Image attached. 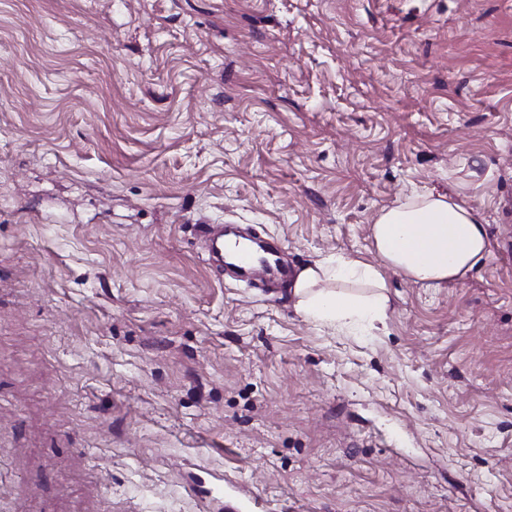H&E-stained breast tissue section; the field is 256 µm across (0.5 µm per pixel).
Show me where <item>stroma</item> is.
I'll return each instance as SVG.
<instances>
[{
	"label": "stroma",
	"instance_id": "stroma-1",
	"mask_svg": "<svg viewBox=\"0 0 512 512\" xmlns=\"http://www.w3.org/2000/svg\"><path fill=\"white\" fill-rule=\"evenodd\" d=\"M431 193L465 281L298 311ZM0 512H512V0H0ZM237 259L236 266L248 273H257L268 278H278L284 274L280 253L276 250L255 256L236 244L229 249ZM336 284L363 285L378 291L360 296L336 291ZM302 314L315 322L338 325L366 333L386 316L388 297L381 268L377 265L336 257L301 271L294 283Z\"/></svg>",
	"mask_w": 512,
	"mask_h": 512
}]
</instances>
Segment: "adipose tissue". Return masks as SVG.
Instances as JSON below:
<instances>
[{
    "label": "adipose tissue",
    "mask_w": 512,
    "mask_h": 512,
    "mask_svg": "<svg viewBox=\"0 0 512 512\" xmlns=\"http://www.w3.org/2000/svg\"><path fill=\"white\" fill-rule=\"evenodd\" d=\"M371 232L379 264L338 257L301 271L294 292L306 318L367 332L386 316L383 268L431 288L461 281L488 256L484 225L442 195L383 211Z\"/></svg>",
    "instance_id": "adipose-tissue-1"
}]
</instances>
